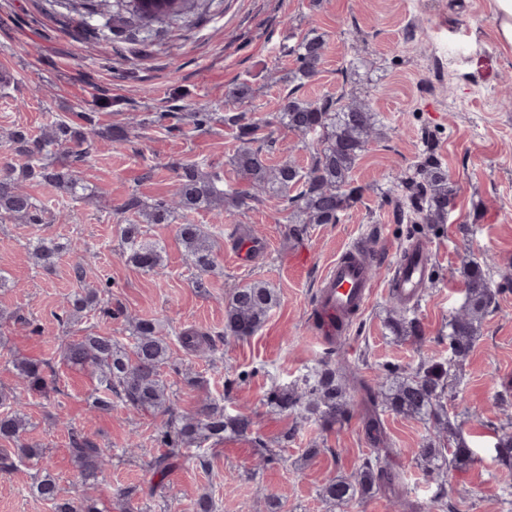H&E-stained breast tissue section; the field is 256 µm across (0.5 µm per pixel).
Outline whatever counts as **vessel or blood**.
Listing matches in <instances>:
<instances>
[{
    "instance_id": "vessel-or-blood-1",
    "label": "vessel or blood",
    "mask_w": 512,
    "mask_h": 512,
    "mask_svg": "<svg viewBox=\"0 0 512 512\" xmlns=\"http://www.w3.org/2000/svg\"><path fill=\"white\" fill-rule=\"evenodd\" d=\"M407 253L408 260L396 266L389 287L403 302L413 303L421 297L428 281V250L425 245L414 243L409 245ZM372 288V275L365 259L343 256L332 262L320 277L315 302L319 323L317 341L327 345L335 337L346 335V315L362 309Z\"/></svg>"
}]
</instances>
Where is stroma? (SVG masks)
<instances>
[{"label": "stroma", "mask_w": 512, "mask_h": 512, "mask_svg": "<svg viewBox=\"0 0 512 512\" xmlns=\"http://www.w3.org/2000/svg\"><path fill=\"white\" fill-rule=\"evenodd\" d=\"M153 29L144 45L128 27L102 38L88 29L84 10L64 0H0V69L13 73L0 80V166L22 162L7 138L16 127L37 135L64 121L96 133L80 164L83 195L34 182L28 190L45 208V223L0 222V273L7 278L0 288V386H16L18 358L43 362L54 380L47 393L22 397L25 437L44 457L14 459L0 472V512H54L33 490L46 472L61 496L80 493L68 451L75 431L107 454L94 492L100 512H197L204 494L214 512H267L271 497L279 512H329L320 486L356 475L370 452L362 396L351 392L353 418L325 430L279 411L269 392L293 385L325 358L326 346L313 338L311 308L325 267L354 244L374 257V293L336 347L371 384L383 364L412 367L424 356L447 357L438 338L464 301L470 258H486L494 279L512 276V53L494 37L488 0H203L188 23ZM313 29L325 39V56L318 75L300 87L288 78L295 67L288 48ZM243 82L251 96L230 102L228 90ZM291 92L308 100L351 93L378 114L379 132L351 174L362 194L341 222L313 225L295 239L287 213L273 215L256 202L219 216L178 212L171 223L141 227L163 247L162 269L147 273L129 263L122 229L135 214L127 201L169 195L177 168L195 163L218 175L221 188L248 191L232 163L240 140L226 114L257 124L256 144L268 164L310 163L306 139L267 123ZM196 111L211 113V122L196 127ZM111 129L123 131L124 140L107 138ZM428 145L457 190L455 207L444 224L398 222L382 193ZM185 222L204 225L214 241L213 271L199 273L187 260L177 236ZM38 237L77 244L94 259L80 275L70 254L42 269L28 246ZM414 241L430 251L429 280L414 305L425 333L420 344L386 328L388 281ZM300 251L302 265L294 260ZM253 281L275 291L276 305L253 336L225 335L228 298ZM89 288L98 291V308L62 321L67 298ZM107 307L121 316H103ZM138 318L163 326L172 353L163 378L178 414L213 400L225 414L252 421L247 435L188 449L166 476L151 467L164 451L159 418L117 399L111 410L95 409L96 379L61 357L62 346L88 330L130 345V322ZM190 328L207 335L210 351L182 347L179 334ZM508 385L512 292L500 296L460 371L452 411L479 461L445 475L456 512H512L489 431L512 424V397L497 399ZM380 419L405 491L424 497L435 481L416 462L427 425L388 410ZM258 440L272 461L260 460Z\"/></svg>", "instance_id": "1"}]
</instances>
